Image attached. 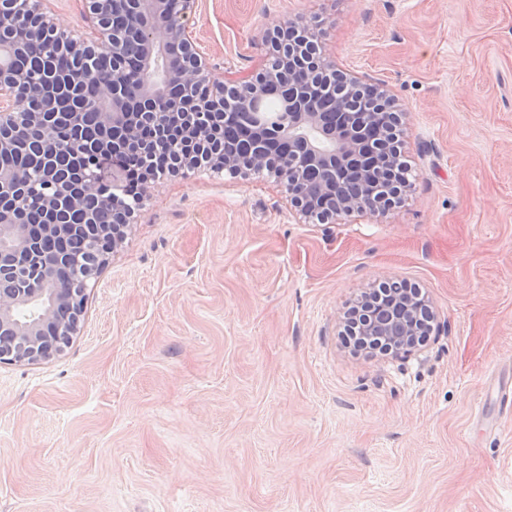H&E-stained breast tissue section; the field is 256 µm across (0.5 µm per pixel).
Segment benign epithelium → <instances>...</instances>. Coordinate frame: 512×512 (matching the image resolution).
<instances>
[{
	"instance_id": "1",
	"label": "benign epithelium",
	"mask_w": 512,
	"mask_h": 512,
	"mask_svg": "<svg viewBox=\"0 0 512 512\" xmlns=\"http://www.w3.org/2000/svg\"><path fill=\"white\" fill-rule=\"evenodd\" d=\"M45 2L0 0V152L12 147L18 133L32 130L50 134L47 116L58 111L55 99L46 95L39 82L9 63L16 50L9 33L20 25L27 30L31 42L65 53L83 66L81 77L91 75L97 91L85 107L97 113L103 129L122 134L125 148L138 142L141 113L121 91L120 69H99L91 63L126 49L137 56L144 72L160 74V82L146 81L141 85L139 97L158 110L156 116L162 130L172 116L165 111V93L172 84L223 90L241 105L270 83L307 85L310 71L297 64L294 57V51L306 44L313 47V59L323 72L338 76L347 87H360L356 77L336 71L334 62L322 53L313 31L294 22L276 24L264 35L272 48L286 53L280 65H271L251 78L220 80L200 53L196 34L188 24L194 0H88L90 14L98 26L89 41L67 38L66 29L49 14ZM124 9L130 11V28H147L148 36L131 44L129 31L112 27L113 12ZM381 101L389 112H375L371 121L384 144L390 179L365 199L331 196L325 189L315 191L312 198L298 191L299 176L310 165L333 177L351 170L361 176L366 159L363 127L346 118L344 112L338 113L334 125L328 126L322 113L307 99L287 101L279 134L288 137L296 147L279 164H270L264 151L241 162L212 146L214 113L204 103L183 115L174 135H162L155 150L176 154L179 170L196 167L205 160L214 167L244 176L266 171L284 185L291 203L304 216L319 221L374 213L400 203L410 188L401 161L402 143L389 137L387 126L391 120H401L402 113L393 111L394 99L383 97ZM31 168L41 173L46 182L39 192L37 209L51 220L43 224L26 220L31 190L28 178L19 171L0 168V363L6 364H34L70 344L84 313L88 284L99 273L100 259L124 239L123 226L101 225L95 228L83 261L77 256L61 258L44 253L42 239H65L74 233L73 225L57 218L61 198H67L70 206L78 208L93 197L102 211L111 214L121 206L116 193L94 176L72 192L52 180V175L45 172L44 161H34ZM62 262L81 267V273L64 287L55 280V269ZM435 320L430 300L419 289L395 292L383 299L381 289L374 288L354 309L344 312L343 327L355 329L358 336L372 338L373 345L387 354H398L414 349L422 334L432 333Z\"/></svg>"
}]
</instances>
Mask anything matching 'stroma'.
Instances as JSON below:
<instances>
[{
  "label": "stroma",
  "mask_w": 512,
  "mask_h": 512,
  "mask_svg": "<svg viewBox=\"0 0 512 512\" xmlns=\"http://www.w3.org/2000/svg\"><path fill=\"white\" fill-rule=\"evenodd\" d=\"M295 21L398 101L411 188L325 224L268 174L161 175L59 354L0 364V512H512V0H197L226 76ZM438 335L356 354L385 279Z\"/></svg>",
  "instance_id": "35a3bbf8"
}]
</instances>
